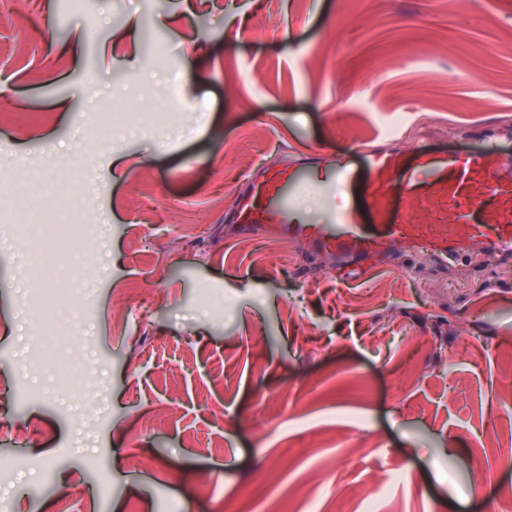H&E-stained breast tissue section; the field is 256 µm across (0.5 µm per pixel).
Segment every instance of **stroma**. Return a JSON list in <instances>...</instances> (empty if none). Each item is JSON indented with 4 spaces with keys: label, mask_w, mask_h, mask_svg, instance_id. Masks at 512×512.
Returning a JSON list of instances; mask_svg holds the SVG:
<instances>
[{
    "label": "stroma",
    "mask_w": 512,
    "mask_h": 512,
    "mask_svg": "<svg viewBox=\"0 0 512 512\" xmlns=\"http://www.w3.org/2000/svg\"><path fill=\"white\" fill-rule=\"evenodd\" d=\"M0 12V185L88 191L35 361L42 225L0 195V499L8 512H505L512 257L401 255L359 277L229 222L248 171L380 143L512 162V0H16ZM151 28L152 52L141 47ZM127 102L99 130L79 87ZM196 111L169 98L171 83ZM136 288L148 302L124 304ZM27 274L32 283H34L40 292L45 295L48 300L46 307L40 308V319L43 327L44 357L52 358L58 348V341L61 338L60 321L57 315L52 311L56 305H59L61 299L57 296L58 288H51L58 279L57 268L51 265L43 257H33L29 266H27ZM45 286L47 288H41Z\"/></svg>",
    "instance_id": "35a3bbf8"
}]
</instances>
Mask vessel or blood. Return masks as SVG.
Wrapping results in <instances>:
<instances>
[{
	"label": "vessel or blood",
	"instance_id": "b4317fda",
	"mask_svg": "<svg viewBox=\"0 0 512 512\" xmlns=\"http://www.w3.org/2000/svg\"><path fill=\"white\" fill-rule=\"evenodd\" d=\"M361 166L348 154L335 156L320 175L305 167L266 165L236 207L241 231L263 232L306 243L314 253L362 260L392 257L413 247L446 259L481 251L512 250V174L504 175L498 154L479 159L449 160L447 155L420 151L412 158L384 147L361 151ZM425 173L428 187L412 184L408 196L391 191L396 174ZM344 179L355 192L354 203L341 211L328 208L322 218L297 214L292 197L306 182L329 188ZM495 181L500 205L484 206L487 181ZM431 213L429 224L413 223L411 208Z\"/></svg>",
	"mask_w": 512,
	"mask_h": 512
}]
</instances>
